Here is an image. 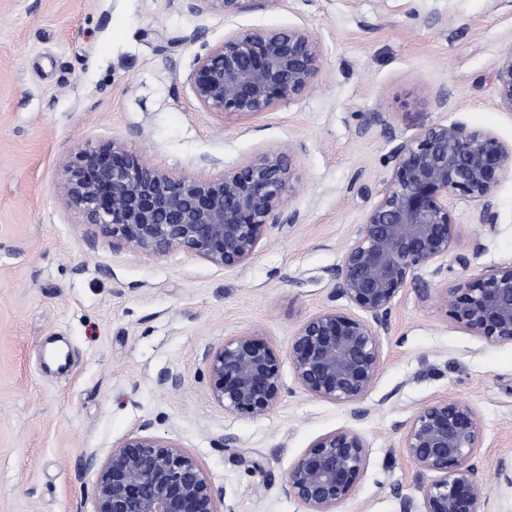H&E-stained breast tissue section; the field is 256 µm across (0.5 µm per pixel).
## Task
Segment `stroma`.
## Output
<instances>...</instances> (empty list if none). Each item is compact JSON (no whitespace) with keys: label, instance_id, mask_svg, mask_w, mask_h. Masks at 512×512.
Wrapping results in <instances>:
<instances>
[{"label":"stroma","instance_id":"obj_1","mask_svg":"<svg viewBox=\"0 0 512 512\" xmlns=\"http://www.w3.org/2000/svg\"><path fill=\"white\" fill-rule=\"evenodd\" d=\"M253 27L310 31L323 50L317 84L258 116L202 108L190 85L202 43ZM510 50L512 0H288L235 17L186 0H0V512H94L97 465L145 423L192 453L234 512H303L284 473L319 436L357 425L368 462L341 512H398L399 495L421 501L433 479L407 458L400 425L447 394L476 410L477 475L496 512H512V485L497 476L512 461V345L456 327L438 300L512 259V178L495 192L494 232L454 201L462 241L441 275L423 271L395 298L363 420L302 392L286 356L297 326L330 304L358 314L331 300L332 276L396 143L455 122L512 143L493 82ZM440 87L443 110L432 103ZM376 112L388 127L366 125ZM115 140L134 160L212 176L305 144L284 205L299 221L270 229L233 269L180 249L88 246L57 185L78 148ZM245 331L279 353L287 389L258 418L210 397L207 354ZM164 370L179 388L158 384Z\"/></svg>","mask_w":512,"mask_h":512}]
</instances>
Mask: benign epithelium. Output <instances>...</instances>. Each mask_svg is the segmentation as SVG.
<instances>
[{
    "label": "benign epithelium",
    "mask_w": 512,
    "mask_h": 512,
    "mask_svg": "<svg viewBox=\"0 0 512 512\" xmlns=\"http://www.w3.org/2000/svg\"><path fill=\"white\" fill-rule=\"evenodd\" d=\"M193 12L236 16L284 0H187ZM320 44L304 28H240L224 41L202 44L190 76L192 93L205 109L260 115L293 102L318 81ZM498 105L512 112V49L493 72ZM288 151H268L218 177L174 175L133 160L121 141L79 149L64 167L60 196L99 237L129 252L152 257L185 250L212 265L248 263L279 218L292 179ZM392 167L366 211L334 273L332 298L357 306V317L330 306L303 321L288 346L299 388L367 410L382 362L381 332L392 303L421 272L456 248L461 224L451 200L474 208L479 224L494 227L492 200L512 177V144L461 123H436L390 151ZM441 302L453 323L488 344H512V261L478 270L451 288ZM212 399L224 412L258 418L274 411L286 393L280 356L250 332L224 340L208 354ZM402 448L435 479L423 490L422 512H494L489 488L472 460L481 447L475 409L441 396L402 424ZM142 425L100 466L93 493L95 512H233L218 510L209 473L179 443ZM368 444L354 426L317 438L282 478L284 493L304 512H340L362 478Z\"/></svg>",
    "instance_id": "1"
}]
</instances>
